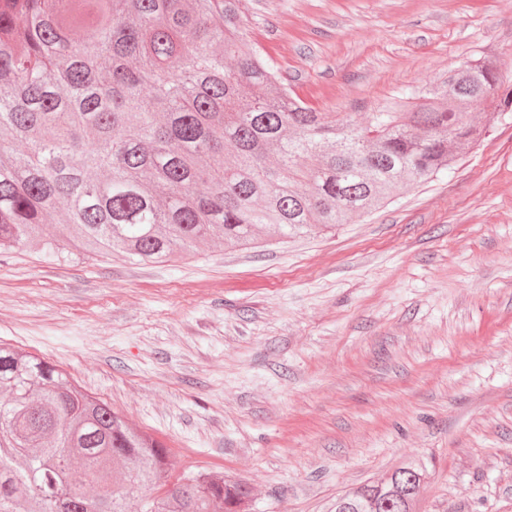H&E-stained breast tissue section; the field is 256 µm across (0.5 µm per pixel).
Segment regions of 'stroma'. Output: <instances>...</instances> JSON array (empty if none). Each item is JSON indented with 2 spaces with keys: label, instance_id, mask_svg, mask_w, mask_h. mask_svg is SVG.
I'll use <instances>...</instances> for the list:
<instances>
[{
  "label": "stroma",
  "instance_id": "1",
  "mask_svg": "<svg viewBox=\"0 0 512 512\" xmlns=\"http://www.w3.org/2000/svg\"><path fill=\"white\" fill-rule=\"evenodd\" d=\"M251 39L354 118L484 53L512 87V0H246ZM0 345L162 441L174 475L248 481L250 512H329L400 460L419 512H512V110L368 216L164 263L0 256Z\"/></svg>",
  "mask_w": 512,
  "mask_h": 512
}]
</instances>
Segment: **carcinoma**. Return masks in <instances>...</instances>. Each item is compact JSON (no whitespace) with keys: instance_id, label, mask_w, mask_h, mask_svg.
Returning <instances> with one entry per match:
<instances>
[{"instance_id":"obj_1","label":"carcinoma","mask_w":512,"mask_h":512,"mask_svg":"<svg viewBox=\"0 0 512 512\" xmlns=\"http://www.w3.org/2000/svg\"><path fill=\"white\" fill-rule=\"evenodd\" d=\"M500 85L474 57L360 122L288 91L243 0H0V250L162 262L332 229L451 169ZM1 388L0 512H247L243 480L166 485L168 448L57 366L0 347ZM425 478L403 462L334 512H415Z\"/></svg>"}]
</instances>
